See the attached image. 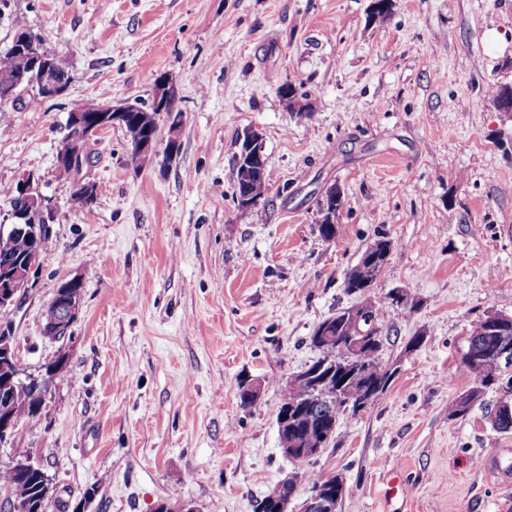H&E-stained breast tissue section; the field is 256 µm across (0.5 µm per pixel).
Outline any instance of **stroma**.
<instances>
[{
    "mask_svg": "<svg viewBox=\"0 0 512 512\" xmlns=\"http://www.w3.org/2000/svg\"><path fill=\"white\" fill-rule=\"evenodd\" d=\"M7 0L0 53L40 34L70 83L55 99L0 107V228L5 188L38 178L56 211L29 288L0 312L23 369L67 357L48 413L21 425L0 461L30 455L51 476L49 512H254L299 475H342L338 512H512V488L483 467L512 452L487 414L449 404L475 378L466 340L487 312L512 316V0ZM167 79L181 112L174 159L158 132L136 164L121 127L92 144L97 183L81 208L57 176L70 113L151 102ZM304 94L290 109L283 85ZM257 130L271 184L257 206L233 199L234 157ZM345 205L333 241L318 229L330 186ZM392 249L374 284L386 300L380 358L396 366L365 409L342 416L324 452L281 450L287 379L314 362L309 338L354 304L342 283L377 240ZM84 281L69 337L41 334L58 286ZM400 291L399 302L388 294ZM423 335L417 348L412 336ZM261 379L243 406L240 382Z\"/></svg>",
    "mask_w": 512,
    "mask_h": 512,
    "instance_id": "1",
    "label": "stroma"
}]
</instances>
